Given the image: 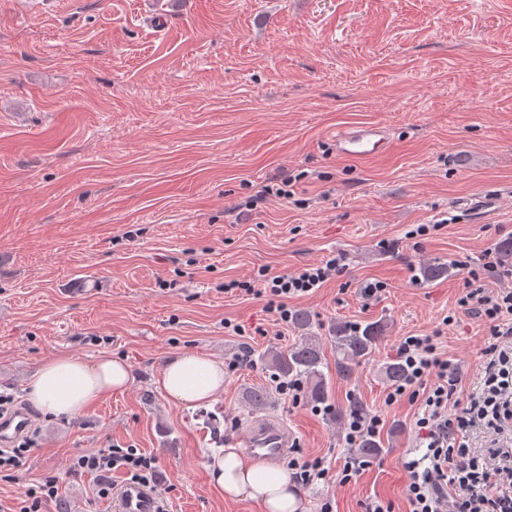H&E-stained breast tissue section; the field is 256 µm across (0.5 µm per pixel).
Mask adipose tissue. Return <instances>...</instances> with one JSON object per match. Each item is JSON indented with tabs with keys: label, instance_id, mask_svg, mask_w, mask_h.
<instances>
[{
	"label": "adipose tissue",
	"instance_id": "ef3b65f1",
	"mask_svg": "<svg viewBox=\"0 0 512 512\" xmlns=\"http://www.w3.org/2000/svg\"><path fill=\"white\" fill-rule=\"evenodd\" d=\"M133 380L131 366L112 356L89 362L62 354L29 377L27 398L42 413L76 418L107 396L125 391ZM157 384L173 403L207 404L224 388V362L192 352L175 353L166 359ZM203 465L214 490L226 499H249L259 512H308L304 498L283 469L242 456L232 448L205 456Z\"/></svg>",
	"mask_w": 512,
	"mask_h": 512
}]
</instances>
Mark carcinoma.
I'll list each match as a JSON object with an SVG mask.
<instances>
[{"label":"carcinoma","mask_w":512,"mask_h":512,"mask_svg":"<svg viewBox=\"0 0 512 512\" xmlns=\"http://www.w3.org/2000/svg\"><path fill=\"white\" fill-rule=\"evenodd\" d=\"M420 274L426 281H434L448 274L444 264L424 263ZM384 335V325L369 323L365 326L338 324L331 328L329 342L336 352V374L350 378L355 366L369 359ZM268 365L274 378L280 382H299L306 386L308 399L316 405L330 400L326 375L324 346L316 336H301L291 347L282 351H267ZM277 387L260 385L245 392V406L251 410L264 406L275 398Z\"/></svg>","instance_id":"obj_1"}]
</instances>
